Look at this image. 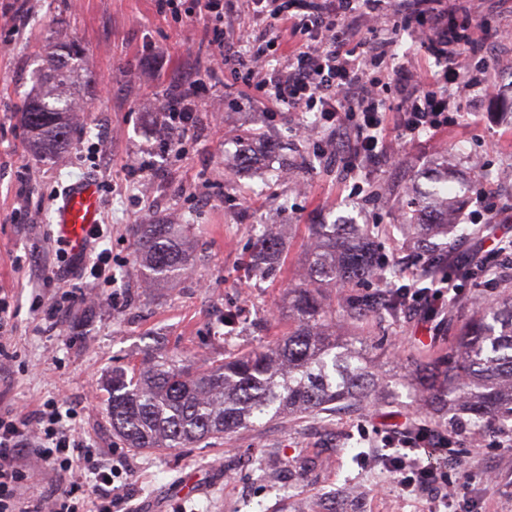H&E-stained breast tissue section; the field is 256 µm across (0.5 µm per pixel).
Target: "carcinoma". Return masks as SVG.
Returning a JSON list of instances; mask_svg holds the SVG:
<instances>
[{"label": "carcinoma", "mask_w": 512, "mask_h": 512, "mask_svg": "<svg viewBox=\"0 0 512 512\" xmlns=\"http://www.w3.org/2000/svg\"><path fill=\"white\" fill-rule=\"evenodd\" d=\"M78 50L45 56L42 65L57 84L23 102L22 116L31 146L44 156H59L70 144V112L74 96L56 93L71 79ZM427 195L406 228L424 246L448 229V215L458 200L448 187V172ZM313 249L299 282L288 288V335L250 352L229 350L217 364L189 363L182 353L155 342L147 346L139 365L112 371L105 382L112 433L129 448L164 451L192 448L212 438L252 426L265 419L329 417L344 407L363 408L387 400L380 371L398 361L376 363L372 343L347 336L343 321L360 322L372 315L396 320L403 311L395 295H359L341 310L330 293L352 282L372 278L382 284L397 276L394 265L380 260L369 244L374 232L355 233L352 224L308 225ZM185 230L179 224H139L135 231L134 260L145 280H173L186 270ZM280 242L258 235L252 256L261 261L275 256ZM449 273L471 278L475 270L439 255L424 276ZM407 388L418 393L425 413L446 419L458 413L469 422L485 418L512 433V293L466 315L455 337L454 353L419 352L402 375Z\"/></svg>", "instance_id": "1"}]
</instances>
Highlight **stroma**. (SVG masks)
Returning <instances> with one entry per match:
<instances>
[{"mask_svg":"<svg viewBox=\"0 0 512 512\" xmlns=\"http://www.w3.org/2000/svg\"><path fill=\"white\" fill-rule=\"evenodd\" d=\"M0 291L10 304L13 341L0 347V410L33 411L58 401L73 410L81 447L118 465L112 512H429L430 495L395 488L386 469L364 462L383 451L394 425L444 423L416 413L417 402L398 377L384 381L394 396L360 414L349 409L328 422L263 421L196 448L137 451L112 433L105 378L138 364L146 345L163 338L171 351L196 363L226 350L256 349L288 329V286L307 266L312 224H379L375 244L397 269L416 265L422 251L404 234L416 186L439 168L448 184L468 189L463 213L482 209L479 189L494 192L511 221L474 232L461 223L447 238L460 261L480 264L495 240L512 241V42L488 47L499 93L464 100L454 126L406 143L389 137L386 161L372 169L344 165L319 153L322 130L299 140L293 129L311 124L309 112H261L244 87L210 75L216 33L205 13L173 16L157 0H0ZM76 45L73 73L79 112L70 146L59 157H37L20 106L34 91L43 57ZM203 78L187 137L167 146L161 105L175 83ZM97 180L100 247L109 250L112 281L61 267L52 214L64 187ZM275 219L284 249L272 266L251 258L256 229ZM164 222L191 227L192 261L182 276L143 285L134 262L136 225ZM79 288L83 301L56 325L39 311L40 297ZM238 309L242 322L226 332L219 320ZM348 335L371 338L400 359L422 345L448 352L456 326L407 310L398 322L344 324ZM497 425L429 462L468 482L461 512H512V450L498 447ZM273 470L260 478L259 459Z\"/></svg>","mask_w":512,"mask_h":512,"instance_id":"stroma-1","label":"stroma"}]
</instances>
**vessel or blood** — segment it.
I'll use <instances>...</instances> for the list:
<instances>
[{
  "mask_svg": "<svg viewBox=\"0 0 512 512\" xmlns=\"http://www.w3.org/2000/svg\"><path fill=\"white\" fill-rule=\"evenodd\" d=\"M100 221V203L94 180L82 179L69 184L54 212L60 240L72 251H81L89 231Z\"/></svg>",
  "mask_w": 512,
  "mask_h": 512,
  "instance_id": "b4317fda",
  "label": "vessel or blood"
}]
</instances>
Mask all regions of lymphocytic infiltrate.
<instances>
[{"label": "lymphocytic infiltrate", "instance_id": "lymphocytic-infiltrate-1", "mask_svg": "<svg viewBox=\"0 0 512 512\" xmlns=\"http://www.w3.org/2000/svg\"><path fill=\"white\" fill-rule=\"evenodd\" d=\"M197 5L219 34L216 69L261 100L316 113L328 145L345 140V160L365 167L387 154V112H397L398 136L412 142L453 124L461 96L490 95L492 62L480 49L508 37L478 21L475 0H197ZM236 10L264 24L266 34L224 35V16ZM405 37L421 57L433 58V66L409 70L396 63L391 48ZM285 40L292 49L281 65L274 57ZM416 440L386 439L382 462L401 491L432 494L438 506H447L448 476L429 479ZM75 446L58 403L31 414L0 412V512H81L88 495L99 501L98 512H112V467L94 453H75ZM30 456L59 478L80 470L94 482L84 492L74 486L24 505L22 491L35 475L25 463Z\"/></svg>", "mask_w": 512, "mask_h": 512}]
</instances>
